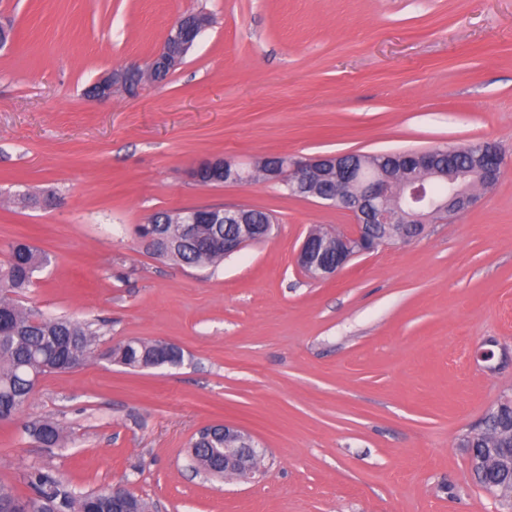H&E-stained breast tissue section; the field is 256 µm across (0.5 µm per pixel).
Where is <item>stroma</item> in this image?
<instances>
[{
  "mask_svg": "<svg viewBox=\"0 0 512 512\" xmlns=\"http://www.w3.org/2000/svg\"><path fill=\"white\" fill-rule=\"evenodd\" d=\"M198 11L212 23L163 85L86 96ZM0 15L15 27L0 50V265L18 240L50 258L19 304L95 322L102 351L143 338L184 352L41 377L0 423V481L28 496L41 466L75 493L125 486L150 512H505L461 440L512 396V0H0ZM482 141L504 167L474 207L326 281L296 254L312 229L349 230V212L187 176L216 155ZM198 206L267 212L274 234L204 270L147 252L145 217ZM489 340L506 351L493 372L475 359ZM42 418L59 446L26 434ZM225 423L265 449L253 479L193 471L191 441Z\"/></svg>",
  "mask_w": 512,
  "mask_h": 512,
  "instance_id": "1",
  "label": "stroma"
}]
</instances>
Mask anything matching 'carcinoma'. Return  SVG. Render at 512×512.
Segmentation results:
<instances>
[{
    "label": "carcinoma",
    "instance_id": "cac0c4a2",
    "mask_svg": "<svg viewBox=\"0 0 512 512\" xmlns=\"http://www.w3.org/2000/svg\"><path fill=\"white\" fill-rule=\"evenodd\" d=\"M175 236V224L143 223L136 235L145 239L160 228ZM165 258L189 267L208 268L224 260L222 248H198L193 244L181 245L169 251ZM50 262L45 253L26 242L10 247V260L0 270V422L8 421L25 406L40 376L52 372H65L75 360H86L98 354L97 330L88 322H77L66 316L47 317L36 311L20 309L9 294L28 288L34 274ZM153 356H162L174 365L183 362V351L161 341L132 338L103 353L108 360L136 370ZM37 442L54 447L62 441V429L52 420H40L29 428ZM466 448H512V399L498 405L494 413L483 417L480 424L462 439ZM191 447L199 449L200 463L210 464L224 453V426H212V433L201 440H193ZM31 496L23 499L13 488L0 483V512H112V493L91 492L73 494L60 487L49 472L33 467L26 474Z\"/></svg>",
    "mask_w": 512,
    "mask_h": 512
}]
</instances>
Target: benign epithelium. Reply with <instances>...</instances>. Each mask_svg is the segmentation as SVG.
<instances>
[{
  "instance_id": "7a95c632",
  "label": "benign epithelium",
  "mask_w": 512,
  "mask_h": 512,
  "mask_svg": "<svg viewBox=\"0 0 512 512\" xmlns=\"http://www.w3.org/2000/svg\"><path fill=\"white\" fill-rule=\"evenodd\" d=\"M205 25L191 15H180L169 28L160 49L143 65L129 64L114 68L93 83L90 98L104 103L118 91L130 97L141 95L149 85L179 66L194 47ZM470 155V163L462 166L456 157ZM398 163L405 171L402 180L386 173L376 175L382 163L356 153L317 155L303 160L273 161L267 156L246 165L231 157L206 158L188 172L190 180L201 183L203 170H208L213 184L248 185L258 175L267 183L286 184L301 197L320 204L341 207L354 219L351 230L338 234L324 244L315 232L302 242L296 262L304 272H312L319 280L335 277L353 258L368 253L362 247L367 224H427L448 215L463 212L478 200L477 186L490 189L499 181L503 153L495 142H479L465 148L398 153ZM346 184L351 194L343 197L321 192L328 180ZM233 224L235 229L224 234V255L237 253L250 243L265 240L271 230L252 223L245 208L219 213L214 207H194L178 212L181 242L199 241L201 224ZM224 469L218 477L226 481L247 478L257 472L264 453L260 444L244 429L224 425ZM474 468L512 472V450L485 448L473 455Z\"/></svg>"
}]
</instances>
